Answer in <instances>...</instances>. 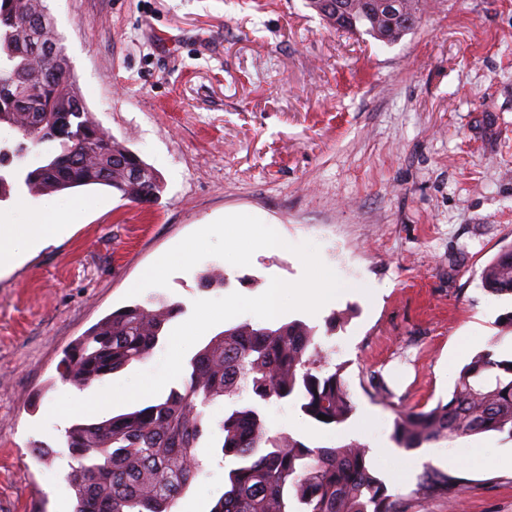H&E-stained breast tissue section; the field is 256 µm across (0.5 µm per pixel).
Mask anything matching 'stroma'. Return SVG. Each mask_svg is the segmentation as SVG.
<instances>
[{
    "mask_svg": "<svg viewBox=\"0 0 512 512\" xmlns=\"http://www.w3.org/2000/svg\"><path fill=\"white\" fill-rule=\"evenodd\" d=\"M59 44L95 120L163 184L137 205L102 185L73 189L99 208L73 233L0 277V512H71L55 400L65 350L127 306L144 271L187 235L230 214L260 218L319 248L346 286L317 314L354 404L343 424H313L293 402L265 407L271 433L312 447L364 444L407 512H512V469H475L464 443L512 457L486 432L407 451L398 409L447 400L480 353L512 357V295L479 273L512 246V0H421V22L386 45L326 27L306 0H47ZM224 286L203 289L209 269ZM285 249L247 267L209 257L137 295L191 311L197 299L263 293L301 278ZM342 318L334 331L325 320ZM394 392L374 395L373 375ZM46 430H39V423ZM210 436L206 465L174 512H210L229 463ZM55 455L40 460L36 447ZM464 478L455 505L415 496L426 468Z\"/></svg>",
    "mask_w": 512,
    "mask_h": 512,
    "instance_id": "obj_1",
    "label": "stroma"
}]
</instances>
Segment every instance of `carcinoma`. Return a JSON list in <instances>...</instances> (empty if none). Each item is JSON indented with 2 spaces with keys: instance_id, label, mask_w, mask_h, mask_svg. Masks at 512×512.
I'll use <instances>...</instances> for the list:
<instances>
[{
  "instance_id": "carcinoma-1",
  "label": "carcinoma",
  "mask_w": 512,
  "mask_h": 512,
  "mask_svg": "<svg viewBox=\"0 0 512 512\" xmlns=\"http://www.w3.org/2000/svg\"><path fill=\"white\" fill-rule=\"evenodd\" d=\"M409 24L366 11L367 0H343L337 17L321 16L338 31L367 34L391 45L420 22L419 0H404ZM46 0H0V125L18 138L0 141V201L13 188L30 194L105 185L133 203L157 199L156 172L99 125L83 104L62 49L46 56L30 38ZM55 143L57 152L30 169L32 149ZM482 287L512 294V246L482 268ZM183 312L159 302L122 307L107 315L65 352L59 376L89 387L158 345L165 324ZM316 330L300 320L275 327L242 322L212 338L188 362L182 387L165 399L99 422H76L65 432L75 490L72 512H172L201 471L196 448L209 434L205 408L231 400L219 426L221 452L231 460L227 489L211 512H403L405 498L388 494L374 475L369 450L357 442L311 447L290 435L270 434L264 407L295 402L313 422L344 423L354 406L341 377L329 370ZM327 419L322 420L318 415ZM512 439V359L475 356L459 372L447 402L400 411L392 438L408 451L425 444L481 434ZM464 478L425 472L414 495L453 502Z\"/></svg>"
}]
</instances>
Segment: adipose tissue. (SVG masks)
Wrapping results in <instances>:
<instances>
[{"label":"adipose tissue","instance_id":"ef3b65f1","mask_svg":"<svg viewBox=\"0 0 512 512\" xmlns=\"http://www.w3.org/2000/svg\"><path fill=\"white\" fill-rule=\"evenodd\" d=\"M97 204L90 196L47 198L31 207L18 203L0 213V275L14 270L22 258L68 235Z\"/></svg>","mask_w":512,"mask_h":512}]
</instances>
